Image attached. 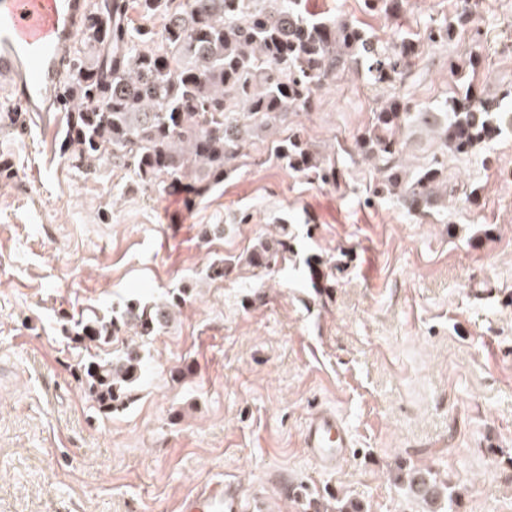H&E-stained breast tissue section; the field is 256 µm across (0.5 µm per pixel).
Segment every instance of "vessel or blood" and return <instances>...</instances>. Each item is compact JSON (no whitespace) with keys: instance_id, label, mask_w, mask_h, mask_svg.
Returning a JSON list of instances; mask_svg holds the SVG:
<instances>
[{"instance_id":"1","label":"vessel or blood","mask_w":512,"mask_h":512,"mask_svg":"<svg viewBox=\"0 0 512 512\" xmlns=\"http://www.w3.org/2000/svg\"><path fill=\"white\" fill-rule=\"evenodd\" d=\"M91 0H0V93L23 112H54L53 96L68 74L76 36ZM306 455L322 471L346 462L351 432L332 408L312 412L302 431ZM180 512H246L235 481H218L188 495Z\"/></svg>"}]
</instances>
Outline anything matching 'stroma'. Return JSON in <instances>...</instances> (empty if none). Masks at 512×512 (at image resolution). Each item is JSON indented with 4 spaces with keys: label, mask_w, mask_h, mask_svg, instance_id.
Returning a JSON list of instances; mask_svg holds the SVG:
<instances>
[{
    "label": "stroma",
    "mask_w": 512,
    "mask_h": 512,
    "mask_svg": "<svg viewBox=\"0 0 512 512\" xmlns=\"http://www.w3.org/2000/svg\"><path fill=\"white\" fill-rule=\"evenodd\" d=\"M302 7L389 44L455 22L464 2L407 0L395 17L363 0ZM468 81L488 99L512 93V0H484L401 82L340 73L201 198L109 162L88 175L60 150L65 113L0 103V512H179L223 479L269 512H303L286 492L301 484L364 512H430L396 481L412 466L458 490L455 512H512V128L465 153L411 136L407 167L437 158L448 179L447 203L421 213L382 192L378 163L354 149L388 98L434 108ZM295 131L335 164V184L271 155ZM271 237L288 244L282 262L250 265ZM182 288L133 401L100 414L79 369L129 338L78 347L75 322ZM322 407L354 439L330 473L301 440Z\"/></svg>",
    "instance_id": "obj_1"
}]
</instances>
